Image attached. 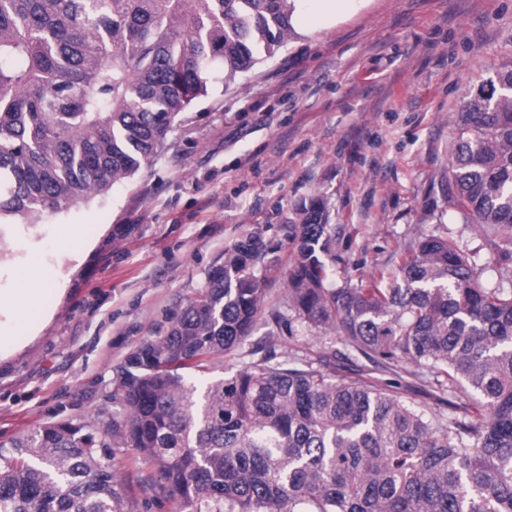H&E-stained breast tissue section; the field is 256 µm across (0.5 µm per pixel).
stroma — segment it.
<instances>
[{
  "mask_svg": "<svg viewBox=\"0 0 512 512\" xmlns=\"http://www.w3.org/2000/svg\"><path fill=\"white\" fill-rule=\"evenodd\" d=\"M512 61V0H352L346 13L299 0L273 56L182 116L132 178L34 224L0 231V295L37 258L52 315L0 359V444L63 419L112 411V378L179 300L206 283L225 248L261 231L278 245L270 303L294 254L282 227L303 201L339 229L337 272L369 278L429 233L472 241L449 218L453 116L468 88ZM134 512H175L150 469L115 451Z\"/></svg>",
  "mask_w": 512,
  "mask_h": 512,
  "instance_id": "1",
  "label": "stroma"
}]
</instances>
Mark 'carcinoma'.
I'll return each mask as SVG.
<instances>
[{
  "mask_svg": "<svg viewBox=\"0 0 512 512\" xmlns=\"http://www.w3.org/2000/svg\"><path fill=\"white\" fill-rule=\"evenodd\" d=\"M296 0H0V219L31 223L132 177L215 72H250L293 30ZM448 197L471 248L413 240L395 269L335 284L319 199L286 226V298L264 309L257 234L112 379V418L38 426L0 445V512H127L104 448H127L180 512H512V62L456 113ZM324 340L262 342L216 374L258 322ZM396 377L427 369L446 414L391 383L336 377V344Z\"/></svg>",
  "mask_w": 512,
  "mask_h": 512,
  "instance_id": "1",
  "label": "carcinoma"
}]
</instances>
